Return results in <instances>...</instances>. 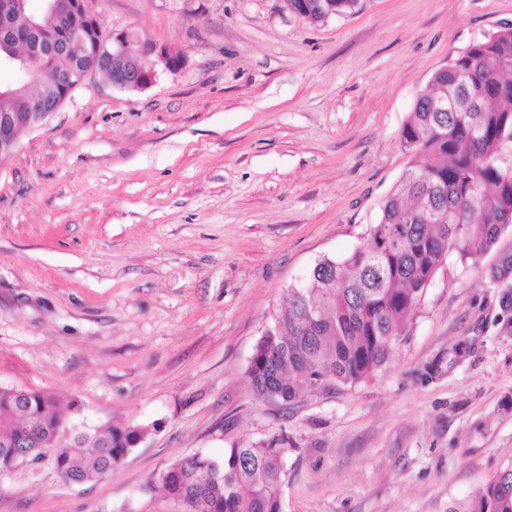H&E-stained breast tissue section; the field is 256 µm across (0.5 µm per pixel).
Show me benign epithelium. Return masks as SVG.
Here are the masks:
<instances>
[{
    "label": "benign epithelium",
    "instance_id": "benign-epithelium-1",
    "mask_svg": "<svg viewBox=\"0 0 512 512\" xmlns=\"http://www.w3.org/2000/svg\"><path fill=\"white\" fill-rule=\"evenodd\" d=\"M73 13L78 14L93 26L100 25L99 19L87 10L86 0H66L63 11L57 15L55 46L57 54H68L73 58L72 65L66 70L59 67L47 68L51 81L49 88L43 92L22 89L25 93L24 111L0 114L1 162L9 158L17 148L16 130L40 125L55 113V109L47 105V100L57 90H63V98L66 99L90 73L103 71L109 76L112 86L129 91H143L155 83L156 65L160 64L170 72L181 68V61L174 59L165 48L155 44H144L138 53H133L130 49L132 41L130 30L114 32L104 39L94 41L93 61L89 65L86 64L80 56L86 36L69 26V17ZM0 40L13 43L19 41L25 47L23 52L15 56L0 58V68L27 65L30 55V51L27 50V40H19L7 28L0 30Z\"/></svg>",
    "mask_w": 512,
    "mask_h": 512
}]
</instances>
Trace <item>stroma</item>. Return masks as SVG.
<instances>
[{
    "instance_id": "obj_1",
    "label": "stroma",
    "mask_w": 512,
    "mask_h": 512,
    "mask_svg": "<svg viewBox=\"0 0 512 512\" xmlns=\"http://www.w3.org/2000/svg\"><path fill=\"white\" fill-rule=\"evenodd\" d=\"M108 31L180 56L143 91L102 73L0 163V387L148 434L101 479L0 477V512H179L174 460L273 438L281 512H464L512 464V314L449 252L389 365L288 407L254 346L325 258L370 242L433 74L512 23V0H359L319 25L286 0H88Z\"/></svg>"
}]
</instances>
